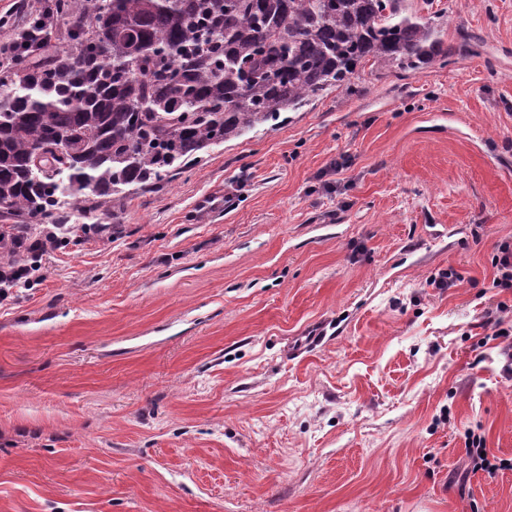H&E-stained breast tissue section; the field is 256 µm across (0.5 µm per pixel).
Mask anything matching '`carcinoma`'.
<instances>
[{"mask_svg": "<svg viewBox=\"0 0 512 512\" xmlns=\"http://www.w3.org/2000/svg\"><path fill=\"white\" fill-rule=\"evenodd\" d=\"M400 0H47L71 24L0 65V209L107 217L198 154L358 65L416 70L465 50Z\"/></svg>", "mask_w": 512, "mask_h": 512, "instance_id": "1", "label": "carcinoma"}]
</instances>
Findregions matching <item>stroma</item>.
Returning a JSON list of instances; mask_svg holds the SVG:
<instances>
[{
    "instance_id": "1",
    "label": "stroma",
    "mask_w": 512,
    "mask_h": 512,
    "mask_svg": "<svg viewBox=\"0 0 512 512\" xmlns=\"http://www.w3.org/2000/svg\"><path fill=\"white\" fill-rule=\"evenodd\" d=\"M130 189L0 303V512H512V0ZM452 269L461 280L435 288ZM491 265L495 270L493 280L495 287L512 290V241H505L498 246ZM479 430L480 427L476 426L477 432L472 428L465 432V447L473 463V471L481 470L491 473L500 468H512V460H510V463L504 462L509 460H500L499 465L489 460L485 448V440L482 434L478 432ZM481 453H484V456H481Z\"/></svg>"
}]
</instances>
